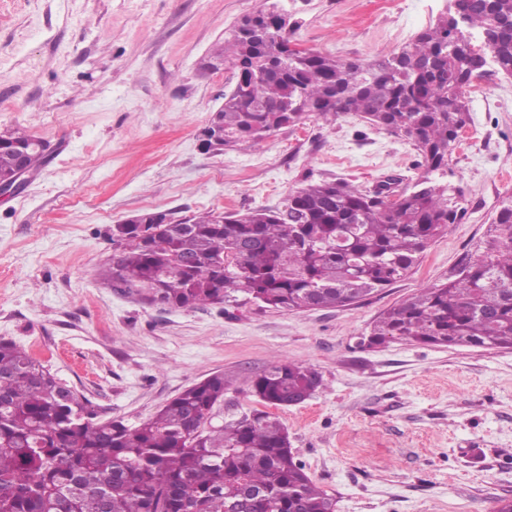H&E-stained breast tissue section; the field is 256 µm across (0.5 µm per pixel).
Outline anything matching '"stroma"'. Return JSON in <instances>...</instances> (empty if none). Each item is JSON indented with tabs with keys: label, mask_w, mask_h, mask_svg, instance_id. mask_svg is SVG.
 Here are the masks:
<instances>
[{
	"label": "stroma",
	"mask_w": 512,
	"mask_h": 512,
	"mask_svg": "<svg viewBox=\"0 0 512 512\" xmlns=\"http://www.w3.org/2000/svg\"><path fill=\"white\" fill-rule=\"evenodd\" d=\"M265 0H0V133L50 146L23 189L0 198V338L13 340L103 417L137 423L220 371L230 386L213 424L264 410L249 381L274 359L313 368L321 388L275 408L297 459L336 512H496L512 499V349L393 340L360 347L372 323L447 280L512 197V77L451 154L464 215L409 276L342 308L252 304L175 310L115 292L100 270L113 225L144 211L185 217L282 205L313 180L370 189L413 182L405 138L353 114L309 116L257 150L214 155L198 133L233 71L204 69L224 33ZM299 47L368 62L411 42L440 9L405 0H285Z\"/></svg>",
	"instance_id": "1"
}]
</instances>
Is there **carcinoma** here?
I'll return each mask as SVG.
<instances>
[{"label":"carcinoma","mask_w":512,"mask_h":512,"mask_svg":"<svg viewBox=\"0 0 512 512\" xmlns=\"http://www.w3.org/2000/svg\"><path fill=\"white\" fill-rule=\"evenodd\" d=\"M469 28L444 15L398 51L368 63L289 48L293 28L253 43L233 26L215 50L234 71L218 120L224 146L260 149L315 114L353 113L412 141L423 174L391 198L307 181L277 208L112 227L107 285L148 304L196 309L253 303L300 312L349 306L403 278L464 212L448 181L451 153L470 121L465 93L486 59L512 76V0H465ZM0 144V177L42 140L15 129ZM512 348V198L448 281L420 289L373 324L368 346L390 340ZM321 385L312 368L272 361L250 379L268 406L301 403ZM228 380L216 372L137 426L103 418L10 341L0 340V512H335L305 472L279 418L257 412L211 423Z\"/></svg>","instance_id":"cac0c4a2"}]
</instances>
